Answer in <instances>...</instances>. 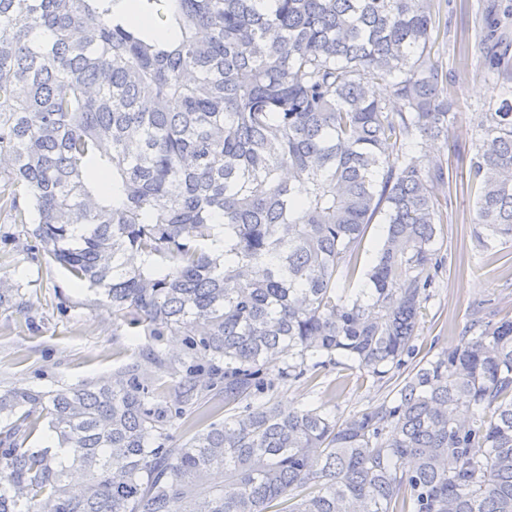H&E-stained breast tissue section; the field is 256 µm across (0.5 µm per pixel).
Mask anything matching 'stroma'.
Here are the masks:
<instances>
[{"label": "stroma", "mask_w": 512, "mask_h": 512, "mask_svg": "<svg viewBox=\"0 0 512 512\" xmlns=\"http://www.w3.org/2000/svg\"><path fill=\"white\" fill-rule=\"evenodd\" d=\"M441 19L450 20L447 43L439 59L452 69L451 94L464 105L444 141L428 140V155L443 156L467 171V150L480 130L484 112L501 92L487 76V43L480 20L483 0H438ZM448 200L438 235L446 262L422 310L414 345L416 360L454 347L461 329L474 317L498 320L512 316V264L505 254L512 244L486 250L474 237L475 193L465 180L446 185ZM0 235L7 237L11 259L0 263V276L13 280L26 307L0 308V391L13 388L56 389L111 376L135 348L130 326H117L102 296L72 281L61 267L34 249L22 225L0 213ZM401 374L385 383L359 378L343 364L327 365L312 381L302 379L280 389L274 400L282 408L302 410L324 401L338 420L392 399Z\"/></svg>", "instance_id": "1"}]
</instances>
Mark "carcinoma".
Returning a JSON list of instances; mask_svg holds the SVG:
<instances>
[{"label": "carcinoma", "instance_id": "cac0c4a2", "mask_svg": "<svg viewBox=\"0 0 512 512\" xmlns=\"http://www.w3.org/2000/svg\"><path fill=\"white\" fill-rule=\"evenodd\" d=\"M122 3L0 0V211L144 337L108 379L0 392V512H512V319L342 422L272 401L339 357L382 382L414 355L450 171L413 148L463 110L435 0H138L141 26ZM485 68L483 247L512 243V43Z\"/></svg>", "mask_w": 512, "mask_h": 512}]
</instances>
